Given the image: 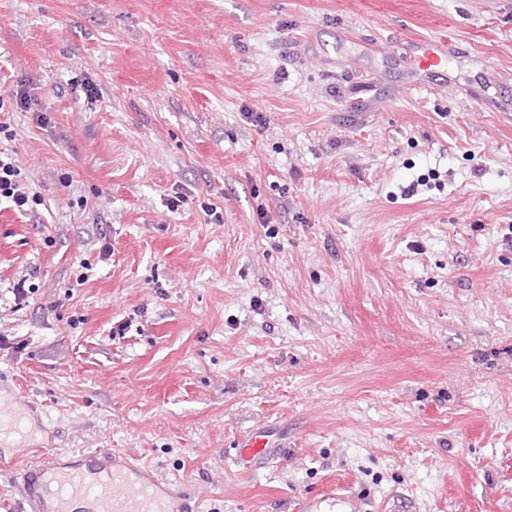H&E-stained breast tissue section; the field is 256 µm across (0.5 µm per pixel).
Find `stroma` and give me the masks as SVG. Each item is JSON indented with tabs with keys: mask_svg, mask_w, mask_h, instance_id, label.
I'll return each instance as SVG.
<instances>
[{
	"mask_svg": "<svg viewBox=\"0 0 512 512\" xmlns=\"http://www.w3.org/2000/svg\"><path fill=\"white\" fill-rule=\"evenodd\" d=\"M18 91L0 512L45 449L200 512H512V0H0ZM415 63L419 70L448 67L449 47L447 42L423 41L419 44ZM6 199L19 212H33L41 205V197L22 174L12 154L0 150V201ZM236 448V463L246 471L269 464L281 454V449L271 442L267 432L262 429L244 436Z\"/></svg>",
	"mask_w": 512,
	"mask_h": 512,
	"instance_id": "35a3bbf8",
	"label": "stroma"
}]
</instances>
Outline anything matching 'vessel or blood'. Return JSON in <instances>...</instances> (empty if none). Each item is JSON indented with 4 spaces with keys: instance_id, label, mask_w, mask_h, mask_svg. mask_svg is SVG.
<instances>
[{
    "instance_id": "obj_1",
    "label": "vessel or blood",
    "mask_w": 512,
    "mask_h": 512,
    "mask_svg": "<svg viewBox=\"0 0 512 512\" xmlns=\"http://www.w3.org/2000/svg\"><path fill=\"white\" fill-rule=\"evenodd\" d=\"M447 43H420L415 63L427 71L448 65ZM281 454L265 430L258 429L244 436L237 444L236 462L243 470L253 471L269 464ZM81 467L63 469L50 452L40 453L34 470L20 474L25 497L20 512H193L182 492L156 479L153 474L132 460L116 465L108 453L94 452L84 456ZM52 486L56 503L45 510L37 486L38 480Z\"/></svg>"
}]
</instances>
